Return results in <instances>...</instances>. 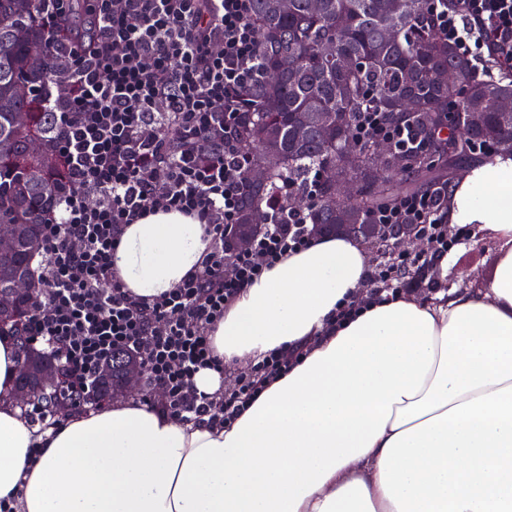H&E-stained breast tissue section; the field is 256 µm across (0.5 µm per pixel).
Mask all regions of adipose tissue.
<instances>
[{"label":"adipose tissue","instance_id":"ef3b65f1","mask_svg":"<svg viewBox=\"0 0 512 512\" xmlns=\"http://www.w3.org/2000/svg\"><path fill=\"white\" fill-rule=\"evenodd\" d=\"M448 222L491 242L483 287L367 297L368 254L319 236L242 288L212 340L226 367L303 354L227 425L136 399L33 426L0 336V501L12 512H512V159L449 190ZM204 224L127 225L112 266L154 299L201 268ZM353 307L339 319L344 307Z\"/></svg>","mask_w":512,"mask_h":512}]
</instances>
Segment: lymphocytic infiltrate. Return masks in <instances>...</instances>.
<instances>
[{
  "mask_svg": "<svg viewBox=\"0 0 512 512\" xmlns=\"http://www.w3.org/2000/svg\"><path fill=\"white\" fill-rule=\"evenodd\" d=\"M250 0H83L89 35L72 51V77L47 100L67 184L58 215L43 226L34 307L25 333L72 371L86 398L114 351L141 355L143 402L175 420L234 421L289 355L256 360L228 393L205 396L196 373L222 366L211 331L246 285L314 235L306 211L268 205L267 230L245 252L224 250L238 211L243 157L233 133L238 93L261 78ZM467 57L481 79L512 68V0H427L422 16ZM355 137L415 147L407 124L366 106ZM158 211L198 217L209 245L201 269L145 301L125 288L112 255L126 225ZM380 224H416L430 253L392 248L369 275L370 294L403 292L409 275L458 245L441 184L376 213Z\"/></svg>",
  "mask_w": 512,
  "mask_h": 512,
  "instance_id": "1",
  "label": "lymphocytic infiltrate"
}]
</instances>
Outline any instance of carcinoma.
I'll return each mask as SVG.
<instances>
[{
	"label": "carcinoma",
	"instance_id": "1",
	"mask_svg": "<svg viewBox=\"0 0 512 512\" xmlns=\"http://www.w3.org/2000/svg\"><path fill=\"white\" fill-rule=\"evenodd\" d=\"M43 0H0V224L16 230L14 249L0 254V296L21 310L33 309V295L14 285L31 271L42 247V224L56 213L64 190L63 160L54 144V113L44 108L49 89L71 75L69 46L75 43L72 20L52 29L38 21ZM385 0H250L260 32L261 81L239 92V145L248 166L262 163V183L238 184L239 221L278 195L282 182L301 187L313 169H334L339 181H355L367 193L347 202L326 201L330 187L321 183L311 206V222L323 234L338 224H373L374 215L398 199L442 181L430 174V154H391L375 165V143H344L354 138L359 112L371 103L385 115L402 111V101L416 100L410 117L425 141L442 146L441 162L461 158L472 144L512 148V110L498 99L512 95V72L494 81L475 78L468 61L420 21L425 0H397L388 11ZM393 37L385 39L386 31ZM331 43L336 58L323 54ZM40 48L43 64L34 65L30 49ZM341 56L359 60L353 70L338 64ZM466 117L483 113L482 125L449 130L448 113ZM39 141L41 148L29 146ZM400 158L406 173L395 170ZM120 377L95 380L97 400L112 398ZM31 405L67 409L70 380L53 386L29 381Z\"/></svg>",
	"mask_w": 512,
	"mask_h": 512
}]
</instances>
